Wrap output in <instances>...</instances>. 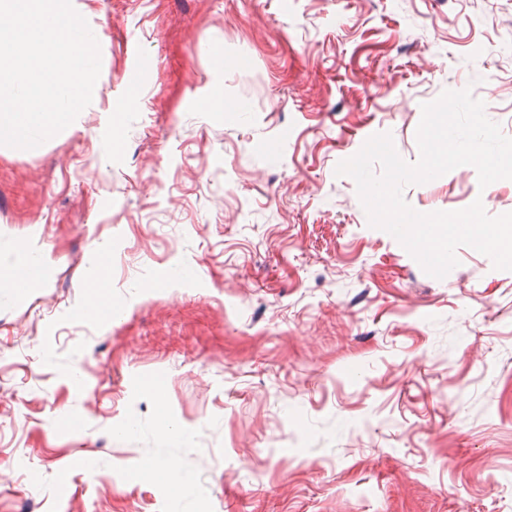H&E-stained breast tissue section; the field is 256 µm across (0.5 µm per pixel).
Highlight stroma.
Listing matches in <instances>:
<instances>
[{
    "label": "stroma",
    "mask_w": 512,
    "mask_h": 512,
    "mask_svg": "<svg viewBox=\"0 0 512 512\" xmlns=\"http://www.w3.org/2000/svg\"><path fill=\"white\" fill-rule=\"evenodd\" d=\"M76 5L91 104L0 146V257L42 262L0 288V512H512V272L429 276L335 173L417 161L447 89L512 136V0ZM404 196L512 212L470 165ZM138 475L146 479H161L171 484L176 492L183 490L184 478L174 464L159 465L153 461H145L138 469Z\"/></svg>",
    "instance_id": "1"
}]
</instances>
